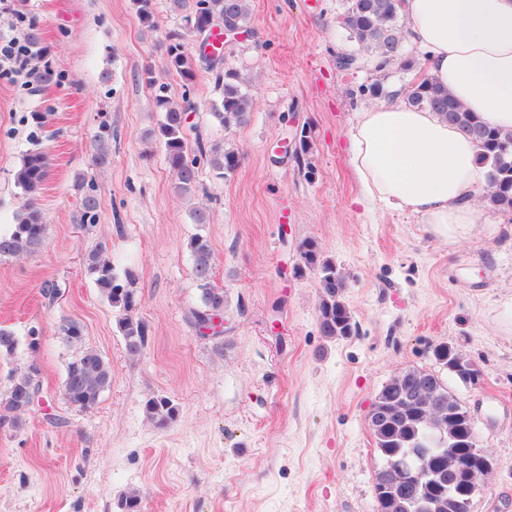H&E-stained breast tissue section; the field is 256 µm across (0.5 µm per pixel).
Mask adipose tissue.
<instances>
[{"mask_svg":"<svg viewBox=\"0 0 512 512\" xmlns=\"http://www.w3.org/2000/svg\"><path fill=\"white\" fill-rule=\"evenodd\" d=\"M400 9L430 76L484 123L512 130V0H401ZM350 162L364 200L419 214L449 244L480 219L475 146L435 113L403 104L361 112Z\"/></svg>","mask_w":512,"mask_h":512,"instance_id":"ef3b65f1","label":"adipose tissue"}]
</instances>
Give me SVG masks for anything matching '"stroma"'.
<instances>
[{
	"instance_id": "35a3bbf8",
	"label": "stroma",
	"mask_w": 512,
	"mask_h": 512,
	"mask_svg": "<svg viewBox=\"0 0 512 512\" xmlns=\"http://www.w3.org/2000/svg\"><path fill=\"white\" fill-rule=\"evenodd\" d=\"M153 2L151 30L133 0H0V28L18 13L45 32L49 51L28 68L55 73L40 89L0 70V232L22 202L14 174L24 154L53 158L38 200L44 249L0 259V327L19 340L0 354V400L32 365L42 387L19 423H0V512H125L134 489L142 512H376L382 459L367 415L391 377L436 369L439 343L483 373L475 385L447 380L493 462L471 512H512V214L475 196L481 219L451 247L418 215L362 201L349 134L377 104L365 92L375 74L336 66L352 48L336 21L341 0H250L252 36L224 42V67L253 102L250 122L231 128L211 109L221 93L210 73L197 68L187 82L166 69L161 43L182 20L170 0ZM160 84L173 101L195 103L189 141L241 154L224 178L200 162L190 197L176 193L158 137ZM103 120L111 161L99 168L93 136ZM302 128L303 163L280 160L278 142ZM84 183L99 199L92 226L80 222ZM202 205L210 221L194 223ZM196 234L228 296L220 357L188 320L199 296L187 248ZM305 239L347 278L352 336L320 332L317 275L294 273ZM101 246L117 272H132L133 315L150 327L136 358L86 270ZM47 280L59 286L55 299L41 292ZM68 320L112 369L87 410L62 397L79 348L60 330ZM158 395L179 410L163 430L144 412Z\"/></svg>"
}]
</instances>
